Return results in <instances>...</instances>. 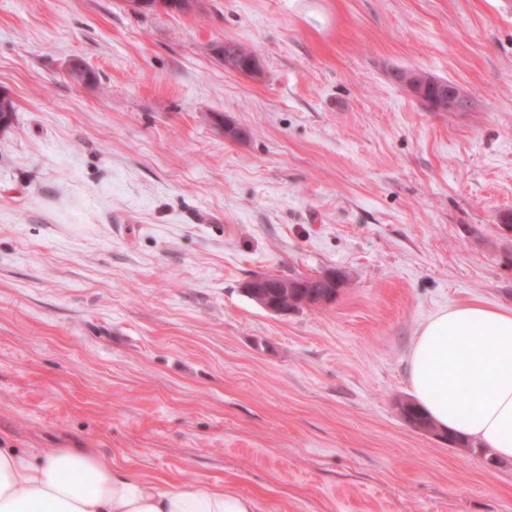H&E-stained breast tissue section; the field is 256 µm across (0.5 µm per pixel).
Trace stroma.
Wrapping results in <instances>:
<instances>
[{
  "label": "stroma",
  "instance_id": "35a3bbf8",
  "mask_svg": "<svg viewBox=\"0 0 512 512\" xmlns=\"http://www.w3.org/2000/svg\"><path fill=\"white\" fill-rule=\"evenodd\" d=\"M0 89L1 438L259 512H512L511 459L399 413L431 315L512 307V0H0ZM328 270L323 307L243 290ZM436 83L448 84L447 80H438L432 77ZM436 100L435 106L444 112H465L468 111L470 101L461 88L454 84L435 85ZM320 281L324 284V291L320 292V297L318 301L313 305V307L318 306H326L334 303L336 301V290L335 288H338L339 291L337 295L340 294V291L344 287V285L347 283L346 278L339 272H325L322 275L319 276Z\"/></svg>",
  "mask_w": 512,
  "mask_h": 512
}]
</instances>
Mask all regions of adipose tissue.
<instances>
[{
  "label": "adipose tissue",
  "mask_w": 512,
  "mask_h": 512,
  "mask_svg": "<svg viewBox=\"0 0 512 512\" xmlns=\"http://www.w3.org/2000/svg\"><path fill=\"white\" fill-rule=\"evenodd\" d=\"M408 382L437 427L512 459V309L467 302L432 315L409 349ZM206 482L157 483L93 448L0 446V512H256Z\"/></svg>",
  "instance_id": "ef3b65f1"
}]
</instances>
